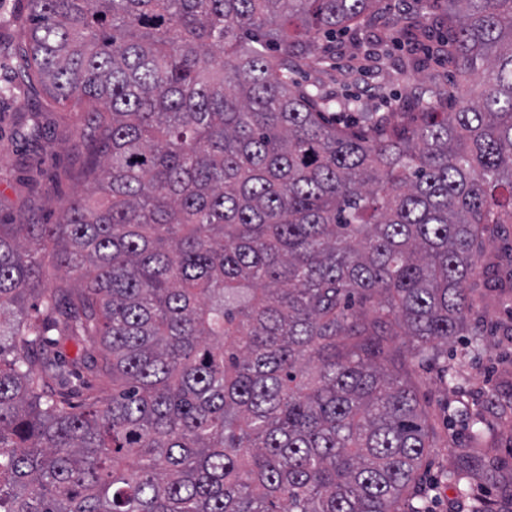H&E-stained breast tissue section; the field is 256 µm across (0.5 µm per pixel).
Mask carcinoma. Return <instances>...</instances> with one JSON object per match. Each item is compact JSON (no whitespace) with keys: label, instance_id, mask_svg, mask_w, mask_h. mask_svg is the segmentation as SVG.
Instances as JSON below:
<instances>
[{"label":"carcinoma","instance_id":"1","mask_svg":"<svg viewBox=\"0 0 512 512\" xmlns=\"http://www.w3.org/2000/svg\"><path fill=\"white\" fill-rule=\"evenodd\" d=\"M378 2L27 0L19 78L98 143L57 223L0 224V512H422L411 365L463 394L512 224V0H449L456 111L338 126L290 73Z\"/></svg>","mask_w":512,"mask_h":512}]
</instances>
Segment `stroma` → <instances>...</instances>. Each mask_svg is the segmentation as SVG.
Segmentation results:
<instances>
[{"instance_id":"stroma-1","label":"stroma","mask_w":512,"mask_h":512,"mask_svg":"<svg viewBox=\"0 0 512 512\" xmlns=\"http://www.w3.org/2000/svg\"><path fill=\"white\" fill-rule=\"evenodd\" d=\"M446 0H380L375 14L335 42L320 40L306 64L292 78L326 100V110L340 117L341 102L351 104L353 116L386 113V101L408 102L406 122L417 121L419 99L438 96L439 111L450 112L448 92L454 66L448 59L419 49L409 56L393 44L408 20L429 44L446 34L441 24ZM27 16L26 0H0V224H51L69 200L81 193L87 145L94 132L84 113L49 104L39 90L20 86L14 47ZM483 303L471 320L486 340L479 360L462 362L468 381L470 412L484 416L483 455L487 475L477 476L466 495H459L453 473L457 449L466 447L463 422L448 423L449 394L434 364L415 367L412 378L419 400L430 414L439 439L423 469L434 484L425 502L428 512H469L480 499L493 512H512V421L498 418L493 407L512 396V290L484 276L469 281Z\"/></svg>"}]
</instances>
